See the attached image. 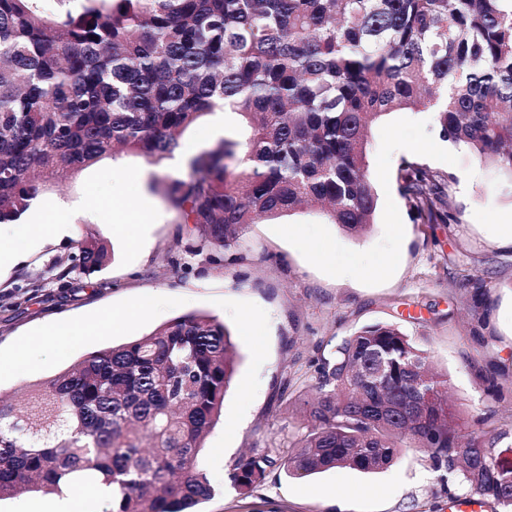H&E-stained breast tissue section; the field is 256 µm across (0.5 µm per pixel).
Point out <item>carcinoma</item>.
Here are the masks:
<instances>
[{"label":"carcinoma","instance_id":"1","mask_svg":"<svg viewBox=\"0 0 512 512\" xmlns=\"http://www.w3.org/2000/svg\"><path fill=\"white\" fill-rule=\"evenodd\" d=\"M39 2L0 0V224L116 149L162 165L217 108L238 114L245 140L210 142L187 173L155 181L215 254L306 206L364 232L378 202L370 132L395 111L432 113L443 141L512 179V0ZM398 179L415 219L458 222L436 173L404 160ZM73 249L86 275L111 258L92 233ZM465 287L479 336L486 288ZM234 357L224 324L190 313L29 385L21 407L0 397V500L105 485L110 512H195L213 493L197 457ZM429 364L393 324L336 342L310 362L315 398L292 449L238 458L231 485L246 494L276 465L374 472L415 444L442 482L512 512V468L492 454L509 431L448 425L447 380Z\"/></svg>","mask_w":512,"mask_h":512}]
</instances>
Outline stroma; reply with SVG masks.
I'll use <instances>...</instances> for the list:
<instances>
[{
	"mask_svg": "<svg viewBox=\"0 0 512 512\" xmlns=\"http://www.w3.org/2000/svg\"><path fill=\"white\" fill-rule=\"evenodd\" d=\"M237 114L221 123L205 117L187 130L183 146L196 151L217 138L241 137ZM448 180L454 224L414 220L397 173L402 159ZM155 172L142 157L122 152L53 187L32 213L56 201L93 197L102 206L120 201L128 223L108 215L81 219L72 238L41 239L18 264L0 267V352L29 340L20 370L0 376V394L20 396L86 354L152 332L187 313L223 321L235 345L233 382L218 422L203 440L198 467L214 495L199 512H448V499L467 496L466 483L443 485L428 455L403 450L386 470L363 473L337 468L303 478L276 467L252 492L240 494L227 475L252 448L295 441L304 420L288 399L294 372H306L327 341L388 323L427 349L448 378V398L458 422L483 419L512 426V180L468 148L442 141L427 112L397 111L382 118L369 137V179L378 196L376 219L352 235L306 210L250 225L236 264H213L195 248L178 216L152 190ZM92 232L113 253L102 269L69 273L73 237ZM178 277H170L171 267ZM481 279L490 299V337L470 333L471 295L462 276ZM149 312L121 332L46 347L40 329L53 321L81 323L142 302ZM506 368L494 383L479 378L488 361Z\"/></svg>",
	"mask_w": 512,
	"mask_h": 512,
	"instance_id": "obj_1",
	"label": "stroma"
}]
</instances>
